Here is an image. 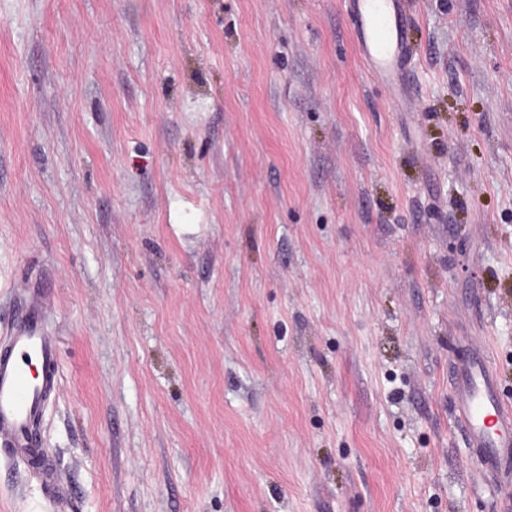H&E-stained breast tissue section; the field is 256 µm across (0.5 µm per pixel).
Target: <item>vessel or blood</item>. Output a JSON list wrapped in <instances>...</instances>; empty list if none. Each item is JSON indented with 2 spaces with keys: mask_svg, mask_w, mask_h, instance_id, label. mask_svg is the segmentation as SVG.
<instances>
[{
  "mask_svg": "<svg viewBox=\"0 0 512 512\" xmlns=\"http://www.w3.org/2000/svg\"><path fill=\"white\" fill-rule=\"evenodd\" d=\"M348 5L359 21L357 42L365 64L392 85L398 101H406L402 82L410 46L403 0H348ZM43 310L41 295L31 293L6 337L9 351L0 356V444L25 457L35 452L31 425L47 401L58 357V338L46 328ZM456 393L471 447L487 471L512 482V471L503 466L512 456V410L499 402L485 357L463 365Z\"/></svg>",
  "mask_w": 512,
  "mask_h": 512,
  "instance_id": "1",
  "label": "vessel or blood"
}]
</instances>
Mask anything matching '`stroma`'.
I'll use <instances>...</instances> for the list:
<instances>
[{
	"label": "stroma",
	"instance_id": "1",
	"mask_svg": "<svg viewBox=\"0 0 512 512\" xmlns=\"http://www.w3.org/2000/svg\"><path fill=\"white\" fill-rule=\"evenodd\" d=\"M0 0V334L46 295L41 466L0 512H512V0ZM404 0H348L357 16L359 52L369 70L389 82L403 106L407 95L402 82L409 64L407 14ZM456 393L471 447L481 455L487 471L510 483L512 474L502 463L512 454V415L498 400L493 370L484 356L463 365Z\"/></svg>",
	"mask_w": 512,
	"mask_h": 512
}]
</instances>
